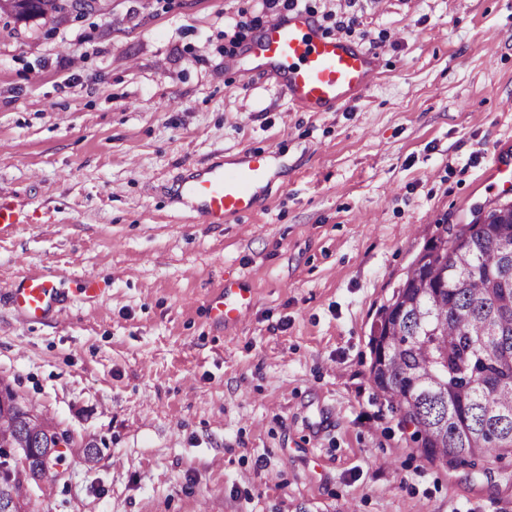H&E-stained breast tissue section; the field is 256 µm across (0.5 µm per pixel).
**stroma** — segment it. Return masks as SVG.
<instances>
[{
    "label": "stroma",
    "instance_id": "stroma-1",
    "mask_svg": "<svg viewBox=\"0 0 512 512\" xmlns=\"http://www.w3.org/2000/svg\"><path fill=\"white\" fill-rule=\"evenodd\" d=\"M307 11L377 54L310 112L246 46ZM271 155L206 223L193 170ZM512 0H112L0 27V383L79 439L29 512H512V457L422 458L371 378L372 329L439 225L512 204ZM59 273L55 314L9 302ZM102 281L96 302L83 274ZM246 321L210 312L225 283Z\"/></svg>",
    "mask_w": 512,
    "mask_h": 512
}]
</instances>
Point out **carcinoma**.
Masks as SVG:
<instances>
[{
    "label": "carcinoma",
    "mask_w": 512,
    "mask_h": 512,
    "mask_svg": "<svg viewBox=\"0 0 512 512\" xmlns=\"http://www.w3.org/2000/svg\"><path fill=\"white\" fill-rule=\"evenodd\" d=\"M382 306L371 379L431 460L493 464L512 454V252L483 224H460L427 245ZM51 418L19 404L0 413V496L28 512L16 446L46 448Z\"/></svg>",
    "instance_id": "cac0c4a2"
}]
</instances>
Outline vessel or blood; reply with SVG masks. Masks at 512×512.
Here are the masks:
<instances>
[{"label":"vessel or blood","instance_id":"1","mask_svg":"<svg viewBox=\"0 0 512 512\" xmlns=\"http://www.w3.org/2000/svg\"><path fill=\"white\" fill-rule=\"evenodd\" d=\"M261 66L269 68L296 105L316 111L340 107L377 76V60L342 38L323 35L310 15L298 11L272 21L252 46ZM269 181V156L244 155L233 166L198 170L181 189L209 223L221 224L251 212L256 195ZM55 283L41 273L23 276L10 290V300L27 321L42 320L55 300ZM250 303L240 289L225 288L212 304L217 319L240 322Z\"/></svg>","mask_w":512,"mask_h":512}]
</instances>
